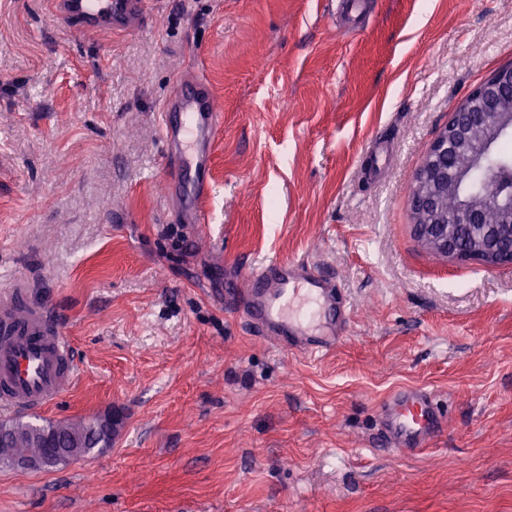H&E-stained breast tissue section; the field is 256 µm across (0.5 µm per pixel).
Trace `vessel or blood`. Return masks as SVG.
Wrapping results in <instances>:
<instances>
[{
  "label": "vessel or blood",
  "mask_w": 512,
  "mask_h": 512,
  "mask_svg": "<svg viewBox=\"0 0 512 512\" xmlns=\"http://www.w3.org/2000/svg\"><path fill=\"white\" fill-rule=\"evenodd\" d=\"M151 0H49L52 16L88 34L126 31L143 23ZM173 174L167 196L181 204L185 223L204 226L212 189V146L222 124L206 82L178 80L159 115ZM244 288L227 284V310L272 342L318 358L343 341L351 310L340 283L308 263L271 259L248 265ZM78 376L69 339L50 309L33 301L24 281L0 289V412L36 413L56 403ZM395 448L425 445L440 416L431 391L403 388L382 409Z\"/></svg>",
  "instance_id": "1"
}]
</instances>
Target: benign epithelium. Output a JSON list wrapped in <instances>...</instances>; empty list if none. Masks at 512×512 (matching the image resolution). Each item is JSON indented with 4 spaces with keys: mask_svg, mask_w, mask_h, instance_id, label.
I'll list each match as a JSON object with an SVG mask.
<instances>
[{
    "mask_svg": "<svg viewBox=\"0 0 512 512\" xmlns=\"http://www.w3.org/2000/svg\"><path fill=\"white\" fill-rule=\"evenodd\" d=\"M512 136V65L499 68L477 86L431 144L409 191L412 229L429 253L454 262L512 267V190L490 199L467 193L464 184L485 168L498 142ZM458 197L450 213L448 195ZM499 210V222L483 223L488 206ZM38 438L44 452L28 454L1 448L0 458L16 468L38 470L45 459L61 455L50 434Z\"/></svg>",
    "mask_w": 512,
    "mask_h": 512,
    "instance_id": "benign-epithelium-1",
    "label": "benign epithelium"
}]
</instances>
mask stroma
Returning a JSON list of instances; mask_svg holds the SVG:
<instances>
[{"instance_id":"stroma-1","label":"stroma","mask_w":512,"mask_h":512,"mask_svg":"<svg viewBox=\"0 0 512 512\" xmlns=\"http://www.w3.org/2000/svg\"><path fill=\"white\" fill-rule=\"evenodd\" d=\"M512 64V0H154L119 33L0 0V287L56 309L80 366L35 422L122 417L103 453L0 468V512H512V268L412 233L408 195L469 93ZM197 75L223 114L205 230L174 222L156 118ZM269 258L340 282L310 358L209 289ZM446 405L381 439L395 390ZM382 418L387 438L405 452L425 445L440 421L432 392L415 387L391 394L382 409Z\"/></svg>"}]
</instances>
